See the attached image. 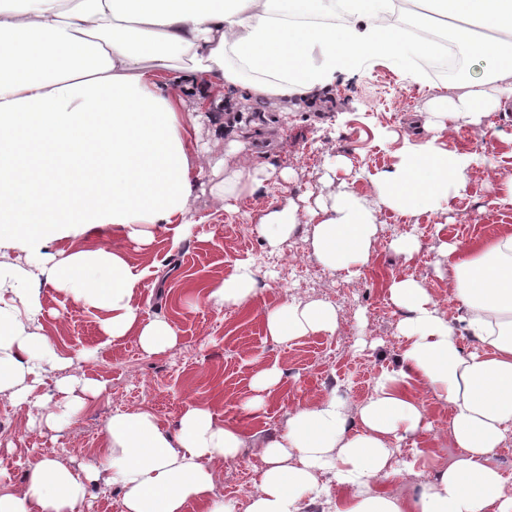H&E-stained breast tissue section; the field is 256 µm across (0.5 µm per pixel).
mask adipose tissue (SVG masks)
I'll use <instances>...</instances> for the list:
<instances>
[{
  "label": "adipose tissue",
  "mask_w": 512,
  "mask_h": 512,
  "mask_svg": "<svg viewBox=\"0 0 512 512\" xmlns=\"http://www.w3.org/2000/svg\"><path fill=\"white\" fill-rule=\"evenodd\" d=\"M426 13L453 19L454 41L475 50L489 79L512 77V0H420ZM395 0H0V249L24 263L0 262V395L52 428L82 410L101 388L72 376L57 384L63 412L39 389L47 368L63 369L51 340L38 333L42 286L104 312L112 340L136 336L147 354L174 348L167 320H142L140 280L123 252L108 246L65 252L52 244L110 224L142 243L146 225L186 216L191 171L176 91L189 86L205 111L224 94L317 97L336 71L370 55L405 64L429 53L386 20ZM342 14L343 25L320 18ZM483 80L467 92L432 100L434 129L452 119L479 121L501 108ZM472 159L434 141L406 143L379 175L373 200L338 186L330 201L296 203L263 215L258 232L271 251L287 247L298 226L311 229L312 252L328 270L359 275L372 259L377 214H415L464 191ZM271 177L263 167L225 172L212 191L235 208ZM448 279L461 313L441 314L422 280L388 285L405 341L399 367L380 375L358 408L336 391L291 409L267 437L259 480L245 505L214 502L213 462L235 460L239 427L207 408L188 406L167 426L146 409L116 411L104 430V456L81 469L53 459L29 462L24 482L0 487V512H81L90 484L119 485L121 512H512V493L492 459L512 429V229L460 247L448 245ZM256 271L242 265L208 284L207 302L242 306ZM268 336L286 343L339 327L328 301L288 300L265 314ZM448 403L455 460L407 498L383 481L401 473L395 442L425 430V397ZM332 476L325 484L324 476Z\"/></svg>",
  "instance_id": "ef3b65f1"
}]
</instances>
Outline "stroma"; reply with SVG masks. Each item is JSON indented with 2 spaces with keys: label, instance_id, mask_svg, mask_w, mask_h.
<instances>
[{
  "label": "stroma",
  "instance_id": "obj_1",
  "mask_svg": "<svg viewBox=\"0 0 512 512\" xmlns=\"http://www.w3.org/2000/svg\"><path fill=\"white\" fill-rule=\"evenodd\" d=\"M484 70L483 59L474 54L459 79L436 70L429 58L406 67L367 58L354 70L337 72L330 90L311 102L232 92L224 101L235 110L236 120L224 126L196 122L197 96L180 94L189 150H208L229 170L249 163L271 167L274 175L228 212L223 198L211 191L216 175L203 172L194 180L188 203L194 226L177 242L158 232L149 245L139 247L96 227L85 238L58 241V248L70 252L103 240L124 252L141 275L137 298L143 318H164L179 342L167 352L148 355L135 337L112 341L100 328L102 312L43 287L41 332L72 359L65 369L48 370L43 393H53L57 380L82 372L101 381L102 391L58 429L29 426L25 408L0 399V486L20 484L28 460L35 457L77 468L100 455L103 431L114 411L144 408L171 425L187 404L196 403L214 406L219 421L245 431L237 460L215 468V500L240 501L243 486L256 483L258 449L284 426L290 408L331 388L351 403L366 400L375 377L397 369L403 348L399 316L387 293L391 277L423 279L441 310L455 317L458 304L448 286L445 244H467L512 225V207L499 202L504 181L512 178V120L502 112L491 113L480 127L459 120L437 140L423 126L434 96L463 91ZM407 138L416 143L433 139L444 150L476 155L463 196L412 217L383 209L374 258L356 277L321 268L303 228L283 252L269 253L256 230L262 215L308 193L329 197L343 182L357 196L373 194L375 176L392 169ZM236 139L249 143V150L228 152V143ZM406 234L422 244L410 259L391 246ZM242 261L258 271L250 304L218 308L206 302L210 280ZM299 266L314 270V279L299 278ZM291 298L334 303L340 317L336 334L272 341L264 314ZM258 361L277 364L283 380L259 408L248 409L244 403L253 395L251 375ZM426 405L429 429L404 442L413 472L386 481L391 493L410 496L456 455L448 443V405L433 399Z\"/></svg>",
  "mask_w": 512,
  "mask_h": 512
}]
</instances>
